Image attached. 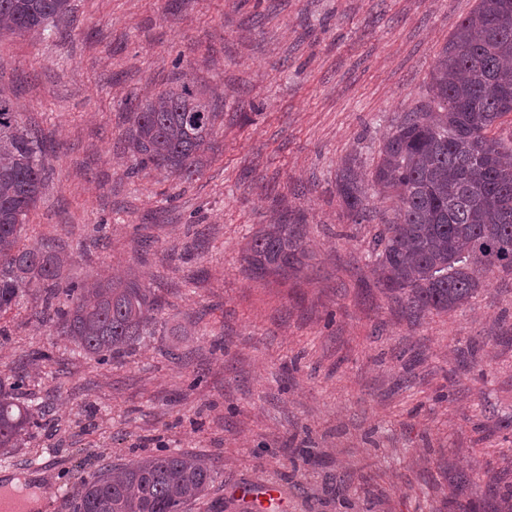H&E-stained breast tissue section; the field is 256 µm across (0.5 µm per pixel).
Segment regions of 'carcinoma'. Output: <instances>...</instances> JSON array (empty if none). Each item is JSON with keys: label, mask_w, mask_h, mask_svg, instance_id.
<instances>
[{"label": "carcinoma", "mask_w": 512, "mask_h": 512, "mask_svg": "<svg viewBox=\"0 0 512 512\" xmlns=\"http://www.w3.org/2000/svg\"><path fill=\"white\" fill-rule=\"evenodd\" d=\"M72 0H0V32L39 33L72 13ZM427 103L405 113L378 150L371 178L345 163L338 194L349 217H370L369 191L396 201L375 235L377 283L419 312H448L473 297L487 271L512 273V165L493 130L512 115V0H478L443 47ZM132 171L190 178L203 167L218 113L188 83L127 100ZM43 141L0 97V314L25 292L44 293L56 332L98 362L148 334L154 301L131 281L60 287L64 259L25 243L28 215L43 194ZM256 276L286 273L306 258L295 224H272L243 247ZM39 427L37 412L0 380V448H17ZM214 470L195 456L166 454L84 478L77 512H189Z\"/></svg>", "instance_id": "carcinoma-1"}]
</instances>
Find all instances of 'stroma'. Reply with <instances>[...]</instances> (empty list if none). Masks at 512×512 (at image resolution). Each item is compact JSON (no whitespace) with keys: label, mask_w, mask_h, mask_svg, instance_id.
I'll list each match as a JSON object with an SVG mask.
<instances>
[{"label":"stroma","mask_w":512,"mask_h":512,"mask_svg":"<svg viewBox=\"0 0 512 512\" xmlns=\"http://www.w3.org/2000/svg\"><path fill=\"white\" fill-rule=\"evenodd\" d=\"M34 35L0 34V96L44 144L26 236L70 257L67 282L121 277L158 309L98 363L58 335L41 297L0 317V379L26 378L43 425L0 450L42 512H76L81 478L169 452L215 474L189 512H512V273L470 302L418 313L376 283L392 200L353 223L345 159L429 98L443 46L476 0H73ZM187 82L219 119L208 162L130 174L131 94ZM296 224L307 259L256 278L241 248ZM275 498H268V489Z\"/></svg>","instance_id":"obj_1"}]
</instances>
